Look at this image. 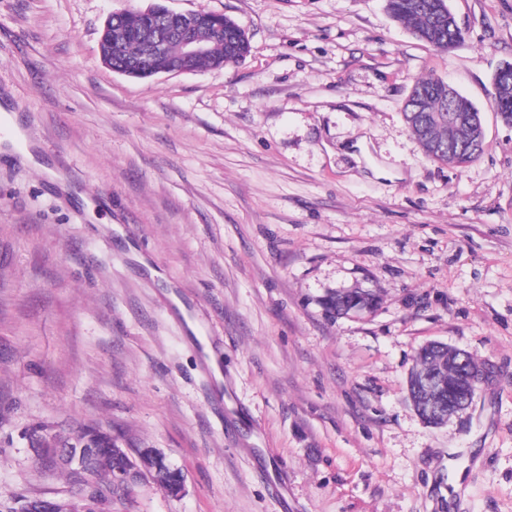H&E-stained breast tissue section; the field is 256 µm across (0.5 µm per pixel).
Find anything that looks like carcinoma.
I'll use <instances>...</instances> for the list:
<instances>
[{"label":"carcinoma","instance_id":"obj_1","mask_svg":"<svg viewBox=\"0 0 512 512\" xmlns=\"http://www.w3.org/2000/svg\"><path fill=\"white\" fill-rule=\"evenodd\" d=\"M386 7L394 21L408 27L418 40L437 49L448 50L463 39L461 28L448 20L450 9L447 0H386ZM147 22H152V19L146 20L131 9H124L116 14L112 27V66L121 69L138 63L161 70L170 60L179 57L180 42L174 38L167 41L164 54L157 56L147 53L145 42L137 36L139 29ZM191 23L196 38L209 46L206 55L189 63L188 69L192 71L203 68L220 69L239 61L250 52V41L246 31L227 15L204 11L192 18ZM494 84L496 94L493 107L504 121L512 123V73L495 77ZM447 96V86L439 79L421 78L411 89L403 116L408 129L428 158L441 163L464 166L473 161L481 150L470 152L465 159L455 153H438L433 150L435 143L446 145L458 141L459 132L455 126L427 121V115L440 109ZM320 304L326 313L335 317L351 311L370 310L377 305V297L372 293L357 290L329 291L322 297ZM478 368L479 364L471 354L466 356L463 364L450 363L448 348L426 345L419 351L415 369L410 372L408 393H414V386L419 382V377L424 374L432 375L444 384L440 401L446 404L468 386L467 375ZM36 433L37 427L30 428L27 440L33 447L46 448H67L83 441L91 433L96 434L99 452L92 462L93 481H99L109 473L128 465L127 459L113 454L110 450V447L116 446L118 438L110 433H99V428L95 426L78 425L67 434L56 435V440L51 445L35 440Z\"/></svg>","mask_w":512,"mask_h":512}]
</instances>
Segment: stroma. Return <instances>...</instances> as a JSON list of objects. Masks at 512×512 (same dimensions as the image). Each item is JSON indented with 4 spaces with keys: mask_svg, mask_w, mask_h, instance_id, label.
Wrapping results in <instances>:
<instances>
[{
    "mask_svg": "<svg viewBox=\"0 0 512 512\" xmlns=\"http://www.w3.org/2000/svg\"><path fill=\"white\" fill-rule=\"evenodd\" d=\"M151 2L0 0V108L59 150L0 152V510L74 496L23 433L77 420L185 476L180 497L144 481L112 512H281L265 471L291 512H512V124L493 109L512 0H449L464 39L447 51L386 0H163L230 16L250 54L113 72L105 20ZM431 75L483 115L466 166L404 122ZM354 288L378 306L319 304ZM179 294L213 327L224 419ZM432 341L492 373L439 427L406 389ZM377 303V297L373 293L357 290L328 291L320 300L325 312L333 317L346 315L351 311L370 310Z\"/></svg>",
    "mask_w": 512,
    "mask_h": 512,
    "instance_id": "obj_1",
    "label": "stroma"
}]
</instances>
